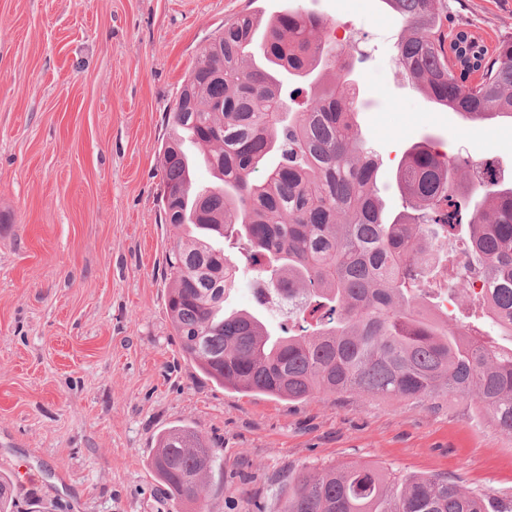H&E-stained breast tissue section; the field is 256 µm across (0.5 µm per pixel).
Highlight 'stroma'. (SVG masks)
Returning <instances> with one entry per match:
<instances>
[{
	"mask_svg": "<svg viewBox=\"0 0 512 512\" xmlns=\"http://www.w3.org/2000/svg\"><path fill=\"white\" fill-rule=\"evenodd\" d=\"M447 3L448 26L487 46L512 33V0ZM297 4L365 55L358 121L387 215L403 205V151L428 135L512 176V123L466 125L404 79L383 0H0V473L26 472L18 512H280L296 470L354 464L512 502V437L468 399H278L181 354L166 310L169 113L225 19ZM181 424L221 458L194 503L150 467Z\"/></svg>",
	"mask_w": 512,
	"mask_h": 512,
	"instance_id": "35a3bbf8",
	"label": "stroma"
}]
</instances>
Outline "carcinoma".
I'll list each match as a JSON object with an SVG mask.
<instances>
[{
  "mask_svg": "<svg viewBox=\"0 0 512 512\" xmlns=\"http://www.w3.org/2000/svg\"><path fill=\"white\" fill-rule=\"evenodd\" d=\"M403 24L399 72L468 121L512 120V34L494 49L471 30L445 29L442 0H384ZM330 23L301 7L262 22L242 12L201 51L171 113L162 156L171 190L164 221L181 231L166 255L167 313L182 355L239 392L302 400L355 391L409 400L448 394L474 401L512 436V182L430 136L397 166L406 196L386 216L379 158L357 122L361 105L348 42L321 38ZM305 100L288 104L292 81ZM210 146L215 182L194 184L185 139ZM466 223L464 248H450ZM216 235L243 243L259 301L288 304L292 326L273 335L249 311L224 312L237 279ZM471 299L464 323L424 288ZM480 281L486 291L475 293ZM221 461L192 428L164 431L154 472L180 501L200 499ZM13 484L0 473V512ZM282 512H512L446 476L372 466L300 471Z\"/></svg>",
  "mask_w": 512,
  "mask_h": 512,
  "instance_id": "cac0c4a2",
  "label": "carcinoma"
}]
</instances>
